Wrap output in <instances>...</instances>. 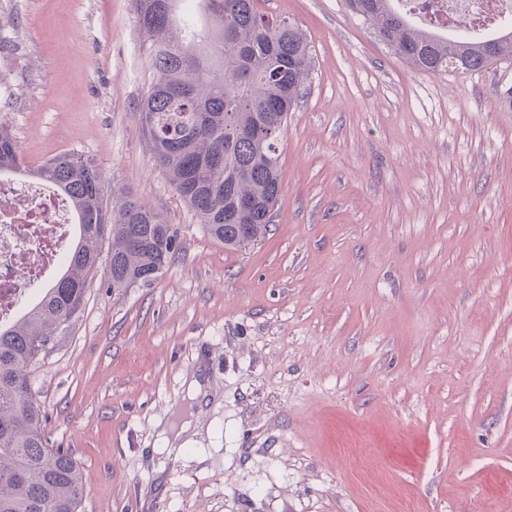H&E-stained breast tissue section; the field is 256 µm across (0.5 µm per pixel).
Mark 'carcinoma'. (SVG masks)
I'll return each mask as SVG.
<instances>
[{"mask_svg": "<svg viewBox=\"0 0 512 512\" xmlns=\"http://www.w3.org/2000/svg\"><path fill=\"white\" fill-rule=\"evenodd\" d=\"M256 2L136 0L154 71L141 105L154 160L205 232L227 248L246 247L268 231L281 193L280 137L311 67L299 26L259 12ZM348 3L418 71L469 73L512 58V30L481 41L465 33L447 40L415 25L394 0ZM173 29L180 36L166 37ZM4 171L55 187L68 199L78 233L61 277L21 318L0 323V512H78L80 470L51 444L31 374L81 310L103 242H110L108 287L120 290L155 279L178 251V234L134 199L112 221L98 165L67 155L27 169L1 128Z\"/></svg>", "mask_w": 512, "mask_h": 512, "instance_id": "obj_1", "label": "carcinoma"}]
</instances>
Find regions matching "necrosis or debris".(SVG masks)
Returning a JSON list of instances; mask_svg holds the SVG:
<instances>
[{
  "label": "necrosis or debris",
  "instance_id": "necrosis-or-debris-1",
  "mask_svg": "<svg viewBox=\"0 0 512 512\" xmlns=\"http://www.w3.org/2000/svg\"><path fill=\"white\" fill-rule=\"evenodd\" d=\"M431 26L441 34L467 32L475 40L497 35L512 0H434ZM74 234L67 201L45 183L0 178V323L14 321L33 282L60 263Z\"/></svg>",
  "mask_w": 512,
  "mask_h": 512
}]
</instances>
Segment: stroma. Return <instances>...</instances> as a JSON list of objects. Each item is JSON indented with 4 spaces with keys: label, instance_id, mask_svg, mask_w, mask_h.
<instances>
[{
    "label": "stroma",
    "instance_id": "35a3bbf8",
    "mask_svg": "<svg viewBox=\"0 0 512 512\" xmlns=\"http://www.w3.org/2000/svg\"><path fill=\"white\" fill-rule=\"evenodd\" d=\"M257 7L312 62L270 231L230 250L155 164L133 0H0L23 165L91 159L112 213L131 196L181 244L147 284L98 270L35 366L78 512H512V60L427 74L347 0Z\"/></svg>",
    "mask_w": 512,
    "mask_h": 512
}]
</instances>
